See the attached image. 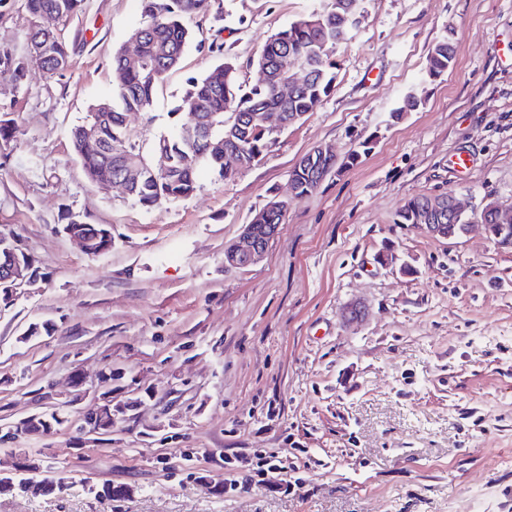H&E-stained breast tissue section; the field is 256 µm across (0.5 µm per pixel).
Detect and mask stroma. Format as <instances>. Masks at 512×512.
Returning <instances> with one entry per match:
<instances>
[{
  "label": "stroma",
  "mask_w": 512,
  "mask_h": 512,
  "mask_svg": "<svg viewBox=\"0 0 512 512\" xmlns=\"http://www.w3.org/2000/svg\"><path fill=\"white\" fill-rule=\"evenodd\" d=\"M326 3L214 0L188 18L127 142L150 153L185 120L188 79L221 63L257 83L266 40ZM362 6L313 112L231 180L200 166L189 198L152 208L88 181L71 141L112 95L141 0H86L67 26L71 67L0 86L14 129L0 138V235L36 271L0 307V427L61 418L48 435H0V470L23 451L63 483L0 491V512H512V248L395 221L406 200L451 189L512 206V0ZM29 27L22 0H0V52L25 60ZM445 36L454 68L429 78ZM411 92L419 108L395 116ZM319 145L345 166L292 199L291 172ZM459 151L467 170L450 163ZM272 200L288 210L264 258L225 268ZM71 214L107 227L111 250L82 252L62 229ZM353 307L362 319L345 321ZM105 395L111 432H85ZM271 452L284 469L254 483Z\"/></svg>",
  "instance_id": "1"
}]
</instances>
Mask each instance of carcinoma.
<instances>
[{
    "mask_svg": "<svg viewBox=\"0 0 512 512\" xmlns=\"http://www.w3.org/2000/svg\"><path fill=\"white\" fill-rule=\"evenodd\" d=\"M144 24L135 30L139 36L141 56L149 69H134L125 65L124 52L119 50L112 56L113 90L112 97L94 104L87 121L72 131L73 148L86 178L92 183H103L118 175L115 166L102 152V146L120 143L125 137V118L129 112L147 110L153 102L157 85L164 75L174 69L189 42V31L184 26L185 17L209 7L210 0H142ZM85 0H25L24 7L34 21L47 13H54L67 22L82 13ZM348 0H330L329 6L317 14H309L293 22L288 29L273 34L262 47L256 60L259 69H266L272 78L279 77L278 62L285 52L301 59L309 69V79L298 86L290 95L282 96L275 85H255L243 91L237 69L222 63L190 81V88L183 98V108L188 112V121L182 127L193 125L198 113L216 114L217 125L213 129L216 139L230 137L241 140V156L245 164L261 159L264 151L273 144L279 134L266 128L257 117L265 112H298L302 115L314 111L324 97L328 96L335 80V63L330 57L336 49V36L343 28L344 6ZM30 40L47 44L44 55L34 59L36 66L48 75L65 70L71 59L69 39L62 31L51 37L38 27L28 35ZM455 46L444 37L437 41L429 52L427 75L440 77L453 68ZM234 108L239 116L247 117L243 126L236 122L226 123L224 112ZM95 132L87 139L86 130ZM130 160L146 170L138 184L131 186L129 198L142 207H153L162 202L184 199L195 191V171L200 165L224 174V157L216 156L203 141L190 140L178 133L159 138L152 151L163 150L172 160L171 174L166 177L153 176L152 157L145 156L134 144L127 146ZM293 181L304 198L311 194L316 185L310 183V171L306 168L293 171ZM426 196L407 200L397 211L395 223H421V205ZM511 225L512 218L501 219L498 203L487 202L480 211L458 221L456 234L463 233V224ZM14 490L26 493L31 486H38L41 480L36 473H24L9 477Z\"/></svg>",
    "mask_w": 512,
    "mask_h": 512,
    "instance_id": "cac0c4a2",
    "label": "carcinoma"
}]
</instances>
